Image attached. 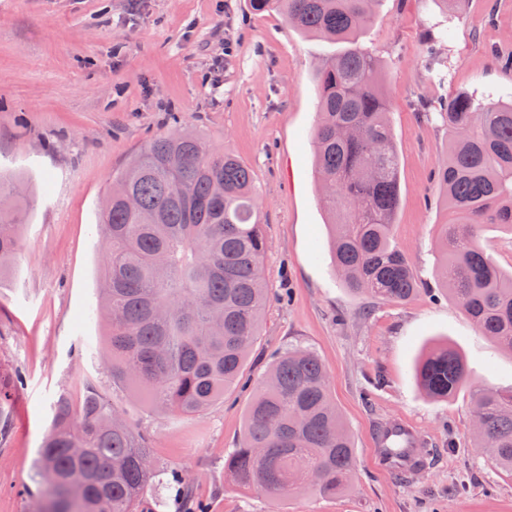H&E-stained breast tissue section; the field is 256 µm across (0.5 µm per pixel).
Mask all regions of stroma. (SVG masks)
Returning a JSON list of instances; mask_svg holds the SVG:
<instances>
[{
  "label": "stroma",
  "mask_w": 512,
  "mask_h": 512,
  "mask_svg": "<svg viewBox=\"0 0 512 512\" xmlns=\"http://www.w3.org/2000/svg\"><path fill=\"white\" fill-rule=\"evenodd\" d=\"M447 32L428 58L430 34ZM384 70L400 157L393 244L421 290L403 303L351 292L334 270L313 168L316 68L340 44L289 27L250 0H0V170L27 181L31 202L13 275L0 286V512H30L31 473L54 407H79L95 384L154 434L151 457L188 473L208 512H267L232 485L224 458L252 392L172 417L108 375L96 316L100 204L151 139L193 129L252 169L267 238L270 303L247 372L288 345L313 350L353 437L358 468L339 497H284L282 512H512V477L469 438V396L428 398L413 376L424 346L445 339L473 378L512 388V354L481 336L434 280L446 213L433 179L448 147L437 105L456 92L511 101L512 0H379L360 35ZM402 415L426 436L427 464L404 478L375 462V422Z\"/></svg>",
  "instance_id": "1"
}]
</instances>
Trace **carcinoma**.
<instances>
[{
    "instance_id": "1",
    "label": "carcinoma",
    "mask_w": 512,
    "mask_h": 512,
    "mask_svg": "<svg viewBox=\"0 0 512 512\" xmlns=\"http://www.w3.org/2000/svg\"><path fill=\"white\" fill-rule=\"evenodd\" d=\"M378 0H250L278 9L298 32L346 44L316 71L320 98L314 172L334 229L332 257L354 293L400 303L419 291L391 242L399 204V157L379 60L358 44ZM446 160L435 172L447 218L436 248L439 286L479 333L512 350V273L480 241L484 224L512 229V104L457 94L440 105ZM26 185L0 173V286L10 276L27 219ZM98 311L109 343L112 384H134L160 412L193 416L247 386L246 362L269 303L266 239L254 177L234 152L194 131L158 135L106 196ZM414 373L430 398L469 389L471 435L496 470L512 476V390L473 379L450 343L430 344ZM152 437L90 383L78 409L61 401L32 479L31 512H159L175 491L182 512H206L184 473L156 469ZM358 467L350 433L313 351L291 346L256 381L244 430L224 459L243 490L268 512L285 494L334 497Z\"/></svg>"
}]
</instances>
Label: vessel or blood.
Instances as JSON below:
<instances>
[{
	"label": "vessel or blood",
	"mask_w": 512,
	"mask_h": 512,
	"mask_svg": "<svg viewBox=\"0 0 512 512\" xmlns=\"http://www.w3.org/2000/svg\"><path fill=\"white\" fill-rule=\"evenodd\" d=\"M424 437L405 417L392 416L375 426L372 445L379 466L389 474L403 477L421 468Z\"/></svg>",
	"instance_id": "b4317fda"
}]
</instances>
